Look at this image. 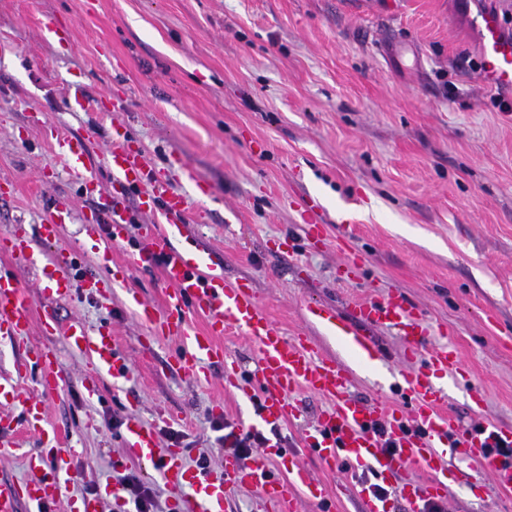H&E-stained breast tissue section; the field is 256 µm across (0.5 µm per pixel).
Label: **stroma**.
<instances>
[{
    "instance_id": "1",
    "label": "stroma",
    "mask_w": 512,
    "mask_h": 512,
    "mask_svg": "<svg viewBox=\"0 0 512 512\" xmlns=\"http://www.w3.org/2000/svg\"><path fill=\"white\" fill-rule=\"evenodd\" d=\"M482 9L512 31V0H0V183L16 187L0 196V236L66 206L69 221L42 250L69 252L76 279L96 274L102 253L83 226L98 200L48 141L91 135L99 163L111 126H123L172 188L188 189L175 155L209 183L189 236L223 260L228 284L250 285L286 334L343 359L307 305L342 312L353 299L402 295L420 326L448 334L461 354L459 385L431 377L449 410L468 428L512 426V112L472 67ZM77 87L86 103L73 110ZM308 203L325 227L318 239L305 236ZM126 276L111 295L78 288L56 304L61 328L111 332L131 366L123 389L31 322L29 343H50L66 380L47 422L75 450L47 512H71L83 484L132 471L179 512H197L190 489L170 488L127 452L113 417L139 418L163 448L166 432L185 435L188 465L212 449L208 472L220 476L212 420L237 426L255 414L225 390L221 368L202 382L167 371L175 338L141 352L128 294L159 306L164 285L155 267ZM374 336L381 372L354 371L350 392L368 400L383 385L403 406L390 374L419 361L395 330ZM13 445L0 456V490L22 485L27 455L42 448L31 432ZM448 469V512H512V492L496 491L490 473L456 460Z\"/></svg>"
}]
</instances>
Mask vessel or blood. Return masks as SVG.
<instances>
[{
    "mask_svg": "<svg viewBox=\"0 0 512 512\" xmlns=\"http://www.w3.org/2000/svg\"><path fill=\"white\" fill-rule=\"evenodd\" d=\"M479 35L480 79L494 88L512 93V37L503 30L499 16L484 14L475 22ZM57 158L80 180L85 190L96 191L98 179L93 174L92 155L87 138L56 134L53 142ZM106 168L111 191L105 197L101 213L107 219L108 237H101L99 227L87 225L86 234L97 249L110 253L112 246L124 241L127 224V200L132 188L147 183L151 192L142 194L140 208L155 212V223L144 225L141 244L130 254L133 267H159L166 285L162 306L156 307L137 294L129 300L140 321L150 330L168 333L180 341L167 356V366L178 374L198 379L195 366L208 361L224 370V386L240 397L258 398L253 426L281 429L302 412L300 394L311 393L325 398L327 407L317 425L306 431L303 446L314 460L328 470L340 466L367 465L383 482H400L404 512H422L425 502L446 493L448 472L443 466L445 455L467 460L473 468H481L483 447H512V427L487 422L479 430L460 424L455 415L447 413V395L430 381L434 372L459 371L457 350L440 343L429 346L425 331L417 322L418 312L402 295L385 301L354 300L347 314L334 309L311 305L306 314L343 336L352 352L368 357L379 354L372 336L374 329L386 327L400 335L405 353L415 357L427 350L425 368L400 372L396 385L406 399L404 408H396L383 396L361 402L349 394L352 382L350 369L342 362L324 356L318 346L305 336L285 335L272 322L268 312L249 286L224 283L223 265L207 256L203 247L189 243L185 224L190 214L187 195L172 190L166 180L148 168L142 154L129 144L126 132L113 129L107 145ZM69 213L58 208L38 224L36 231L27 225H13L0 238V250L14 258L31 262L52 284V295H70L76 285H83L98 294L110 293L122 286L123 280L110 271L76 281L67 253L55 256L35 253L34 241L56 240L60 224ZM31 298L17 280L0 274V336H28ZM203 314L207 322L203 332L191 333V316ZM234 330L246 336L255 346L256 361L249 372H241L230 362L224 350L225 332ZM68 347L88 360L92 370L105 373L121 383L131 375L130 363L110 333H87L80 324H72L64 333ZM26 359L40 370L39 395H22L14 385L0 383V400H20L24 426L38 433L47 454L32 453L27 457L31 473L20 492L0 493V512H19L21 505L32 506L33 512L56 501L69 474L72 449L62 447L58 433L45 431L46 398L55 395L63 385L56 371V359L49 344H32ZM383 424L387 436L397 449L386 454L371 430ZM124 442L134 455L151 464L167 484L176 489L192 488L200 497L203 512H223L224 497L235 484L256 489L265 512H294L298 487H305L319 507L331 512L330 499L311 480L299 464L295 449L273 445L261 449L249 465H241L235 457L224 459L223 477H208L190 471L183 462V451L173 447L160 449L153 428L140 421L128 420ZM278 456L287 465L288 477H280L269 464L270 456ZM411 469L423 470L425 480L402 482V475Z\"/></svg>",
    "mask_w": 512,
    "mask_h": 512,
    "instance_id": "1",
    "label": "vessel or blood"
}]
</instances>
